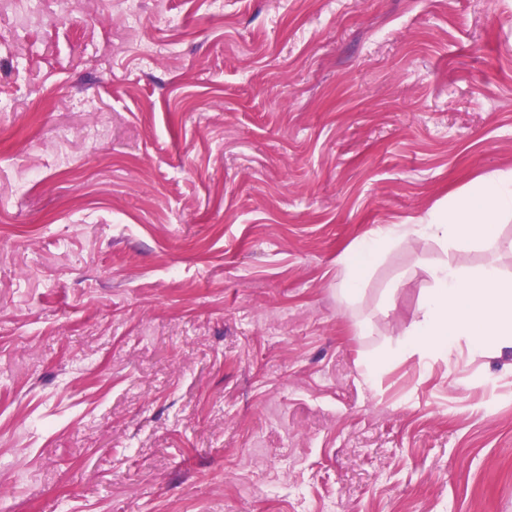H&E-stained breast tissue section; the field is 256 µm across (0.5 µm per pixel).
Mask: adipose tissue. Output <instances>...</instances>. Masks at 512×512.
I'll return each instance as SVG.
<instances>
[{"label":"adipose tissue","instance_id":"obj_1","mask_svg":"<svg viewBox=\"0 0 512 512\" xmlns=\"http://www.w3.org/2000/svg\"><path fill=\"white\" fill-rule=\"evenodd\" d=\"M512 218V169L496 170L451 195L446 206L430 211L417 224L379 225L344 255L338 290L355 300L376 258L404 241H429L439 255L429 273L432 286L417 320L406 331L402 351L420 358L449 356L459 344L474 354L512 348V280L494 257L501 248L497 227ZM487 252L477 266L458 261L466 249Z\"/></svg>","mask_w":512,"mask_h":512}]
</instances>
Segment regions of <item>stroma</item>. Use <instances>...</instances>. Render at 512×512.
I'll return each mask as SVG.
<instances>
[{
    "mask_svg": "<svg viewBox=\"0 0 512 512\" xmlns=\"http://www.w3.org/2000/svg\"><path fill=\"white\" fill-rule=\"evenodd\" d=\"M0 101V512H512V348L398 353L434 244L337 290L512 168V0H14Z\"/></svg>",
    "mask_w": 512,
    "mask_h": 512,
    "instance_id": "obj_1",
    "label": "stroma"
}]
</instances>
